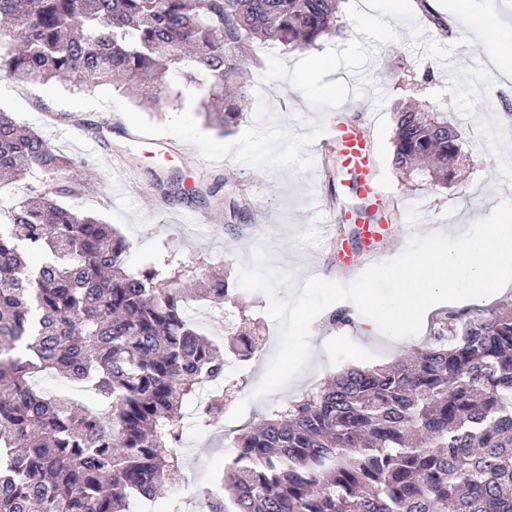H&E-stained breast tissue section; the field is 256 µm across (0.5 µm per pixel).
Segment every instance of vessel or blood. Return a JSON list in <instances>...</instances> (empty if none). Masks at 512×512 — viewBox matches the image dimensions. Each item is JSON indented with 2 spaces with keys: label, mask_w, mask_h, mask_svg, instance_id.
<instances>
[{
  "label": "vessel or blood",
  "mask_w": 512,
  "mask_h": 512,
  "mask_svg": "<svg viewBox=\"0 0 512 512\" xmlns=\"http://www.w3.org/2000/svg\"><path fill=\"white\" fill-rule=\"evenodd\" d=\"M328 140L336 144V154L346 168L358 197L364 199L366 210L356 213L357 243L342 244L338 258L340 264L351 271L380 260L384 252L381 245L390 237V226L381 213L384 200L392 198L393 190L385 180L373 140L366 126H353L345 122L327 125Z\"/></svg>",
  "instance_id": "vessel-or-blood-1"
}]
</instances>
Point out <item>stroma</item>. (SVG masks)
<instances>
[{
	"mask_svg": "<svg viewBox=\"0 0 512 512\" xmlns=\"http://www.w3.org/2000/svg\"><path fill=\"white\" fill-rule=\"evenodd\" d=\"M428 4L424 10L417 0H409L397 11L391 0H341L344 30L328 41L339 50L354 39L377 48L366 70L387 93L389 105L377 111L351 97L329 116L371 123L384 174L401 205L388 216L393 227L388 251L392 258L404 251L408 228L469 224L512 198V146L503 145L505 139H512V128L496 121L505 102H512V82L492 65L488 48L468 37L471 20L485 17L497 20L501 46H512V0H428ZM436 16L447 23L448 35L436 36L432 22ZM43 89L40 83L14 82L0 75V110L76 160L73 175L88 182L89 189L74 199V206L112 224L129 240L132 270L152 267L164 274L185 264L200 275L224 272L234 278L240 266L249 263L254 246L263 242L271 250L273 265L294 271L296 286H303L311 276L352 281V274L336 272V241L348 236L352 224L344 215L359 208L360 201L335 152L323 149L321 142L309 147L314 169L302 175L287 169L264 172L229 158L210 164L196 147L174 137L138 135L111 108L80 111L85 124L74 125L66 118V107L54 104ZM409 96L469 129L467 160L453 184L393 168L395 122L390 104ZM225 176L232 177L249 207L245 221L225 214L218 197L203 201L198 196L200 187ZM317 210L330 219V227L312 223ZM242 298L247 323L260 329L262 342L258 358L238 365L216 386L228 413L263 378L279 336L277 324L266 312V296L246 292ZM342 307L354 316L352 328L328 329L324 316H317L310 331L316 354L304 373L280 392L250 403L242 421L225 419L219 426L207 427L197 418L196 403L186 405L182 451L188 489L179 496L183 512H197L200 489L219 486L241 423L261 419L346 365L400 361L425 340L421 334L392 340L371 332L367 317L357 315L353 303L343 302Z\"/></svg>",
	"mask_w": 512,
	"mask_h": 512,
	"instance_id": "1",
	"label": "stroma"
}]
</instances>
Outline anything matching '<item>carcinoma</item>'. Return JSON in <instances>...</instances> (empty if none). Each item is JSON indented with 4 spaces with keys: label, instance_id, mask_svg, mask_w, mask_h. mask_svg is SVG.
Listing matches in <instances>:
<instances>
[{
    "label": "carcinoma",
    "instance_id": "cac0c4a2",
    "mask_svg": "<svg viewBox=\"0 0 512 512\" xmlns=\"http://www.w3.org/2000/svg\"><path fill=\"white\" fill-rule=\"evenodd\" d=\"M339 0H0V73L14 81L112 87L154 110L168 78L200 95L224 133L249 100L254 43L311 49L343 30ZM464 140L448 113L403 102L395 168L452 181ZM72 158L0 110V189L37 174L0 224V512H130L182 473V408L255 334L203 335L184 303L224 309L229 277L198 294L191 271L126 267L130 245L70 205L85 182ZM38 254L35 265L26 257ZM91 385L99 409L34 383ZM218 424L224 400L200 403ZM224 492L206 512H512V303L434 322L395 365H351L240 430Z\"/></svg>",
    "mask_w": 512,
    "mask_h": 512
}]
</instances>
